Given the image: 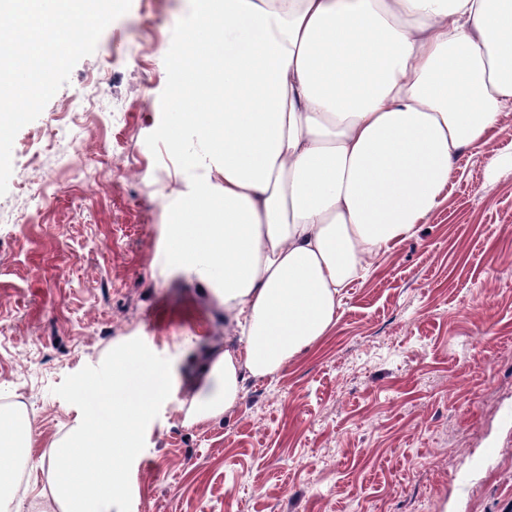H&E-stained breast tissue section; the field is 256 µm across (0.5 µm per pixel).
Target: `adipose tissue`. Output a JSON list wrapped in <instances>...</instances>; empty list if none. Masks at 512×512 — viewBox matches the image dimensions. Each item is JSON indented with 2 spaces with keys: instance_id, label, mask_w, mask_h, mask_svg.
<instances>
[{
  "instance_id": "ef3b65f1",
  "label": "adipose tissue",
  "mask_w": 512,
  "mask_h": 512,
  "mask_svg": "<svg viewBox=\"0 0 512 512\" xmlns=\"http://www.w3.org/2000/svg\"><path fill=\"white\" fill-rule=\"evenodd\" d=\"M185 27L202 53L176 62L166 141L203 174L171 203L170 258L208 257L238 331L202 357L179 405L192 425L324 336L343 289L442 205L459 155L490 145L512 111V0H194ZM108 383V405L52 444L53 512H112L114 454L171 391L131 345ZM32 443L0 418V512H21L4 455Z\"/></svg>"
}]
</instances>
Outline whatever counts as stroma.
Segmentation results:
<instances>
[{
	"label": "stroma",
	"instance_id": "obj_1",
	"mask_svg": "<svg viewBox=\"0 0 512 512\" xmlns=\"http://www.w3.org/2000/svg\"><path fill=\"white\" fill-rule=\"evenodd\" d=\"M189 0H132L94 53L16 135L0 196V402L30 422L28 473L47 464L125 341L166 365L117 512H504L512 501V112L473 150L416 236L344 290L336 324L276 376L249 379L224 417L185 426L200 354L224 308L166 258L169 191L195 173L168 153L169 57ZM65 123L87 129L72 158ZM37 157L56 195L30 224Z\"/></svg>",
	"mask_w": 512,
	"mask_h": 512
}]
</instances>
